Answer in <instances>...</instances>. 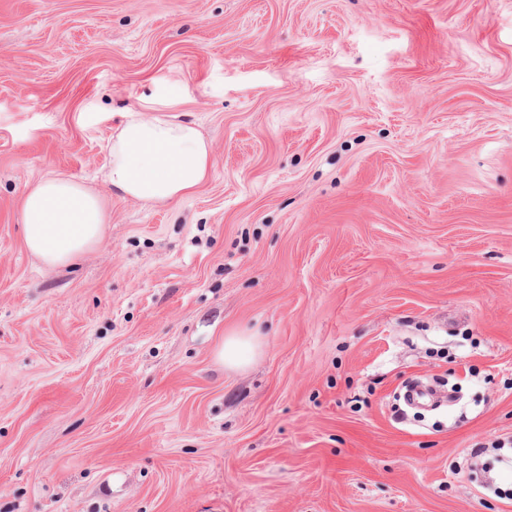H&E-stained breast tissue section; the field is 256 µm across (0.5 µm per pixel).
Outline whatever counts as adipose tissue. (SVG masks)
I'll return each mask as SVG.
<instances>
[{
  "label": "adipose tissue",
  "instance_id": "1",
  "mask_svg": "<svg viewBox=\"0 0 512 512\" xmlns=\"http://www.w3.org/2000/svg\"><path fill=\"white\" fill-rule=\"evenodd\" d=\"M108 149L105 180L118 196L176 203L211 167V146L193 122L129 108ZM24 241L45 264L61 266L97 244L107 216L100 197L65 175L34 184L21 203Z\"/></svg>",
  "mask_w": 512,
  "mask_h": 512
}]
</instances>
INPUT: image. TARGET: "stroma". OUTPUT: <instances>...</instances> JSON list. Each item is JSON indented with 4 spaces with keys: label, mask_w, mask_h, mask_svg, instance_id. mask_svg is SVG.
Instances as JSON below:
<instances>
[{
    "label": "stroma",
    "mask_w": 512,
    "mask_h": 512,
    "mask_svg": "<svg viewBox=\"0 0 512 512\" xmlns=\"http://www.w3.org/2000/svg\"><path fill=\"white\" fill-rule=\"evenodd\" d=\"M151 103L177 203L104 179ZM58 174L108 224L49 267ZM510 436L512 0H0V512H512ZM109 143L105 180L123 198L177 203L192 194L211 167V146L193 122L165 114L145 118L127 108ZM24 241L49 266H61L97 244L107 216L100 197L65 175L34 184L21 203ZM259 335H231L224 338L218 358L229 368H240L259 349Z\"/></svg>",
    "instance_id": "obj_1"
}]
</instances>
